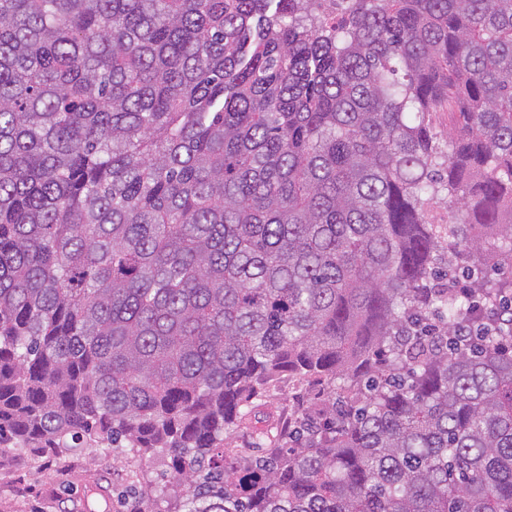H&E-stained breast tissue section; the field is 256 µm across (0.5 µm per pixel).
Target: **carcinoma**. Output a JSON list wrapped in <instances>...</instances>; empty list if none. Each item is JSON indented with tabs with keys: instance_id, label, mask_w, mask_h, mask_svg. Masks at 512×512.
I'll list each match as a JSON object with an SVG mask.
<instances>
[{
	"instance_id": "obj_1",
	"label": "carcinoma",
	"mask_w": 512,
	"mask_h": 512,
	"mask_svg": "<svg viewBox=\"0 0 512 512\" xmlns=\"http://www.w3.org/2000/svg\"><path fill=\"white\" fill-rule=\"evenodd\" d=\"M340 3L0 0V443L166 454L165 512H512V0ZM297 396L296 392L287 386L281 388L274 392L272 397L267 399V406L265 407V411L270 413L271 420L281 418L282 420H286L288 418V410L293 408L296 404Z\"/></svg>"
}]
</instances>
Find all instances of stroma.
<instances>
[{
  "instance_id": "obj_1",
  "label": "stroma",
  "mask_w": 512,
  "mask_h": 512,
  "mask_svg": "<svg viewBox=\"0 0 512 512\" xmlns=\"http://www.w3.org/2000/svg\"><path fill=\"white\" fill-rule=\"evenodd\" d=\"M170 476L159 456L130 463L86 445L41 454L20 441L0 448V512H130L145 483Z\"/></svg>"
}]
</instances>
